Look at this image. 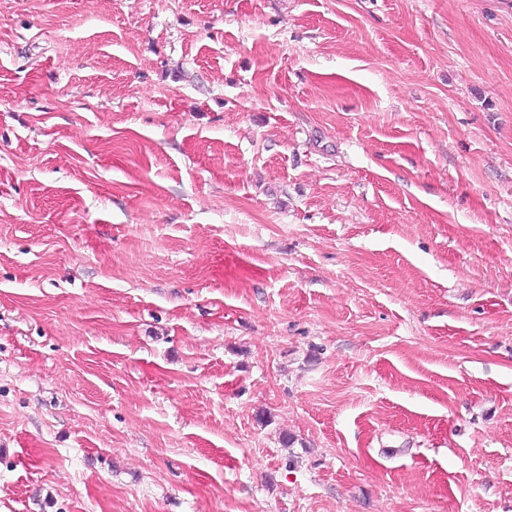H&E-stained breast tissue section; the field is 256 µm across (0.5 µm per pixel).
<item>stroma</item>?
<instances>
[{
    "label": "stroma",
    "mask_w": 512,
    "mask_h": 512,
    "mask_svg": "<svg viewBox=\"0 0 512 512\" xmlns=\"http://www.w3.org/2000/svg\"><path fill=\"white\" fill-rule=\"evenodd\" d=\"M0 512H512V0H0Z\"/></svg>",
    "instance_id": "35a3bbf8"
}]
</instances>
